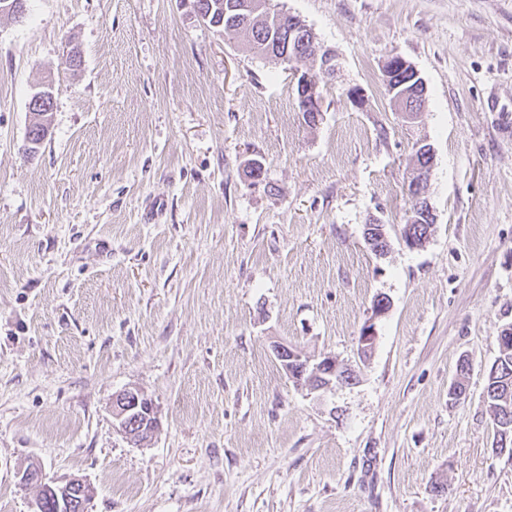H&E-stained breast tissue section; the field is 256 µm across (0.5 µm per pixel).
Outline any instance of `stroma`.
Here are the masks:
<instances>
[{
	"mask_svg": "<svg viewBox=\"0 0 512 512\" xmlns=\"http://www.w3.org/2000/svg\"><path fill=\"white\" fill-rule=\"evenodd\" d=\"M272 3L336 54L316 124L288 65L194 0L0 15V512H31L32 462L85 479L89 512H512L484 401L512 324V0ZM394 55L427 87L411 119L382 82ZM422 144L437 221L410 248ZM279 344L355 379L296 385ZM129 388L160 421L138 444L112 416ZM52 107H53V103L52 105H50V109H45L43 112H38L36 113V115H33L32 112V119H31V123L28 127V130H27V142L29 144L27 150L29 152H36V150L38 149V147L41 145V143L43 142V139L45 138V132L48 130V115L49 113L48 112H51L52 110ZM41 132H42V135H41ZM32 134V136H31Z\"/></svg>",
	"mask_w": 512,
	"mask_h": 512,
	"instance_id": "35a3bbf8",
	"label": "stroma"
}]
</instances>
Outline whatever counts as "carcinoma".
I'll return each instance as SVG.
<instances>
[{
	"mask_svg": "<svg viewBox=\"0 0 512 512\" xmlns=\"http://www.w3.org/2000/svg\"><path fill=\"white\" fill-rule=\"evenodd\" d=\"M254 0H196L202 19L209 25L220 26L226 35L243 33L260 55L276 62H285L286 56L298 50L310 67H315L317 50L312 42L304 43L293 32V17L268 6L261 10L251 8ZM384 84L390 99L398 100L402 109L414 114L421 111L425 100L424 91L416 90L418 80L408 70L401 69L396 58L386 65ZM48 130V111L32 116L27 130L28 151L36 152ZM425 146L416 151L418 168L414 169L408 183L411 198L410 215L405 226L412 228L415 240L423 244L431 235L428 218L424 210L429 208L426 196L428 177L423 169L431 157L423 152ZM484 401L493 420L494 431L505 443L512 457V341L500 346V354L488 372Z\"/></svg>",
	"mask_w": 512,
	"mask_h": 512,
	"instance_id": "1",
	"label": "carcinoma"
}]
</instances>
